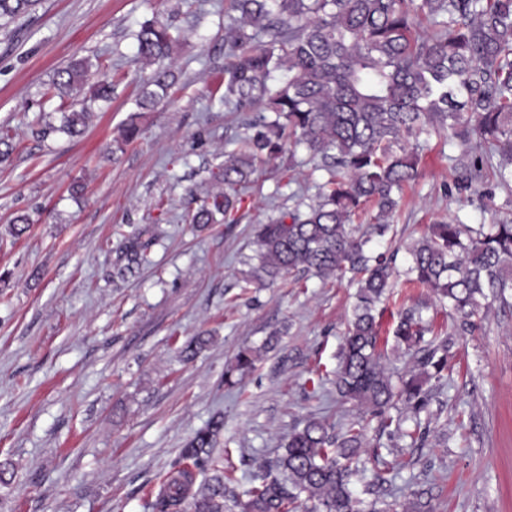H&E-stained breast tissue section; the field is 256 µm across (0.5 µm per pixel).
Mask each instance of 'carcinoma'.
Instances as JSON below:
<instances>
[{
  "instance_id": "1",
  "label": "carcinoma",
  "mask_w": 512,
  "mask_h": 512,
  "mask_svg": "<svg viewBox=\"0 0 512 512\" xmlns=\"http://www.w3.org/2000/svg\"><path fill=\"white\" fill-rule=\"evenodd\" d=\"M38 0H0V28L30 13ZM237 15L224 19L223 102L231 112L253 115L247 131L217 179L224 192L203 201L194 224L232 223L242 202L238 187L257 166L283 154L306 151L313 170L327 175L314 197L296 192L294 206L258 225L257 263L244 279L262 287L286 275L313 273L346 279L355 302L336 353L337 396L366 408L378 435L400 432L411 447L425 448L433 387L448 368V339H425L420 308L399 313L392 328L396 346L412 352L414 366L394 383L382 363L376 322L378 306L394 282L393 258L374 254L371 242L392 231L389 220L404 188L419 177L418 157L431 139L456 141L448 156L453 171L465 170L466 187L492 178L512 190V0H232ZM135 63L151 69L135 100L136 113L122 129L117 149L140 134L138 113L166 95L172 74L165 65L181 35L154 16L133 33ZM89 64L72 62L57 72L47 94L69 96L85 84ZM90 99L112 100V78L102 73ZM86 112L63 116L62 129L78 133ZM372 205L374 223L361 232L354 218ZM405 286H422L457 316L456 334L477 327L492 304L512 308V218L468 224L459 216L429 226L407 248ZM267 349L240 350L224 372L234 386ZM404 407L415 424L401 431L391 410ZM224 427L220 418L199 430L182 449L179 465L166 475L156 512H225L233 495L212 450ZM364 427L344 432L310 417L281 444L283 452L252 473L243 512H380V470L361 460ZM211 464L199 488L195 469ZM376 499L365 503L353 486Z\"/></svg>"
}]
</instances>
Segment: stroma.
<instances>
[{
  "mask_svg": "<svg viewBox=\"0 0 512 512\" xmlns=\"http://www.w3.org/2000/svg\"><path fill=\"white\" fill-rule=\"evenodd\" d=\"M228 0H39L0 29V129L13 150L0 162V512H152L162 477L186 442L223 414L214 457L238 498L258 462L310 415L346 429L363 407L330 382L355 287L307 275L242 290L256 228L289 207L275 164L258 167L233 224H191L188 212L221 190L213 178L245 133L222 101ZM161 12L184 39L167 99L116 152L141 93L134 31ZM89 60L112 76L109 107L88 103L80 134L46 133L71 100H45L56 72ZM430 144L416 184L391 222L402 248L429 224L483 210L512 214V192L458 190L448 158ZM30 224L21 236L18 215ZM148 263L118 275L131 249ZM427 288H400L380 306L382 327L423 306L448 337V376L435 385L429 445L378 437L395 512H512V311L491 308L471 335L436 309ZM202 336L192 358L184 343ZM263 347L235 388L224 370Z\"/></svg>",
  "mask_w": 512,
  "mask_h": 512,
  "instance_id": "stroma-1",
  "label": "stroma"
}]
</instances>
